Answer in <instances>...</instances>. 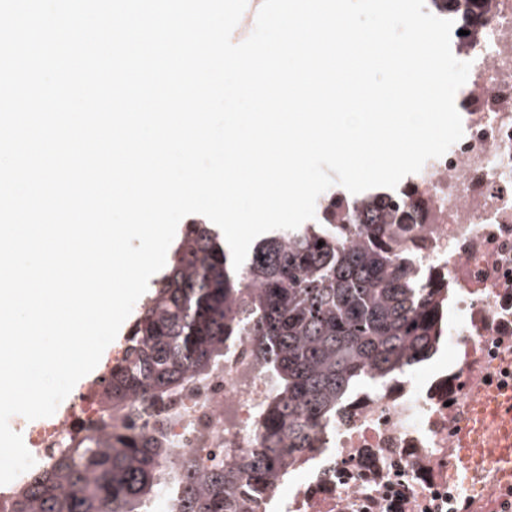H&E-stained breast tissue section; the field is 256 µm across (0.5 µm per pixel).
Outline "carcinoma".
I'll return each instance as SVG.
<instances>
[{
  "instance_id": "cac0c4a2",
  "label": "carcinoma",
  "mask_w": 512,
  "mask_h": 512,
  "mask_svg": "<svg viewBox=\"0 0 512 512\" xmlns=\"http://www.w3.org/2000/svg\"><path fill=\"white\" fill-rule=\"evenodd\" d=\"M483 2L430 0L460 14L464 30ZM383 210L371 204L367 222H340L331 202L324 222L267 237L237 270L216 228L188 225L101 390L99 423L25 475L10 512H143L161 496L172 512H254L258 488L288 473L364 379H389L432 355L448 296L416 287L391 252L411 212L392 209L378 224ZM242 336L272 382L244 459L204 469L156 424L112 427V408L137 399L159 416Z\"/></svg>"
}]
</instances>
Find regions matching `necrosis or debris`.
<instances>
[{"label":"necrosis or debris","instance_id":"necrosis-or-debris-1","mask_svg":"<svg viewBox=\"0 0 512 512\" xmlns=\"http://www.w3.org/2000/svg\"><path fill=\"white\" fill-rule=\"evenodd\" d=\"M451 50L471 64L455 97L461 140L395 189L369 191L401 196L417 212L395 248L421 287L448 291L440 351L358 391L256 512H461L479 495L450 459L460 432L481 428L488 397L512 391V0H489L472 35L452 39ZM111 369L100 365L52 416L10 418L35 461L99 420L96 395ZM270 393L251 340L241 337L173 395L166 435L204 463L235 462L254 448Z\"/></svg>","mask_w":512,"mask_h":512}]
</instances>
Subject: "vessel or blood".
<instances>
[{
  "label": "vessel or blood",
  "instance_id": "b4317fda",
  "mask_svg": "<svg viewBox=\"0 0 512 512\" xmlns=\"http://www.w3.org/2000/svg\"><path fill=\"white\" fill-rule=\"evenodd\" d=\"M492 425L483 447H476L469 434H461L453 458L455 469L474 484H481L488 471H495L501 489L512 488V395L501 396L486 408Z\"/></svg>",
  "mask_w": 512,
  "mask_h": 512
}]
</instances>
